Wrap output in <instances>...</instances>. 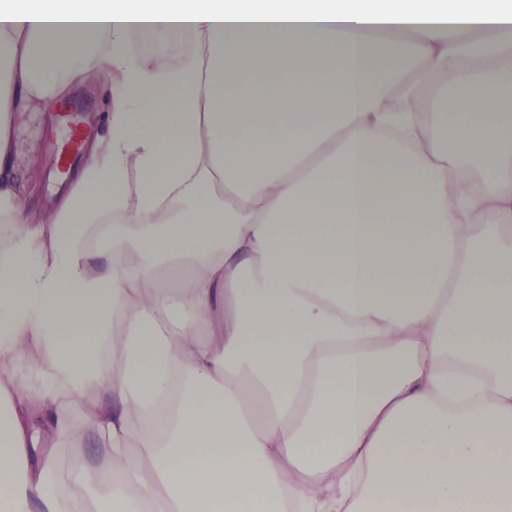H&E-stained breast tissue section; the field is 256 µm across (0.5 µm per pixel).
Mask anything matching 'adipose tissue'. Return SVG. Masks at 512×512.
Instances as JSON below:
<instances>
[{"label":"adipose tissue","mask_w":512,"mask_h":512,"mask_svg":"<svg viewBox=\"0 0 512 512\" xmlns=\"http://www.w3.org/2000/svg\"><path fill=\"white\" fill-rule=\"evenodd\" d=\"M78 81L107 134L26 214ZM117 212L137 266L86 248ZM0 222V512H512V0H0ZM64 105H75L82 112L80 129L83 139L80 148L68 159L76 158L86 141L103 135L104 130L95 122V116L101 112V91L96 84H84L77 87L69 98L63 100L59 109L54 113V119L49 124H35L30 128L29 136L22 145L19 163L25 177L24 205L31 210H40L48 205L49 185L51 176L59 173L57 169L61 145L64 137L59 138L60 127L58 115ZM80 112H72L77 118ZM67 159V171L68 160ZM66 171V172H67Z\"/></svg>","instance_id":"adipose-tissue-1"}]
</instances>
